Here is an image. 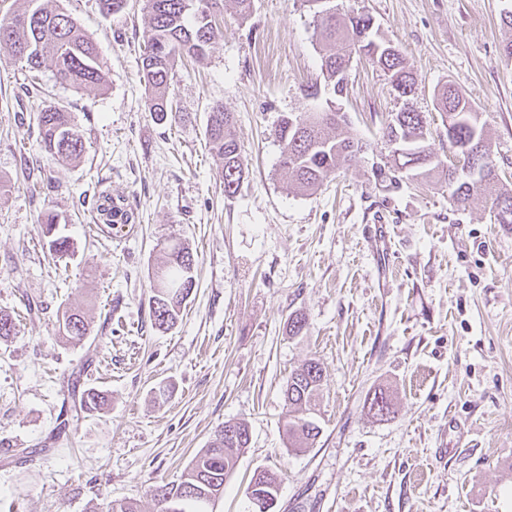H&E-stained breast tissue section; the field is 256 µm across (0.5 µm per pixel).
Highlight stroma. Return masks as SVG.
<instances>
[{
	"instance_id": "obj_1",
	"label": "stroma",
	"mask_w": 512,
	"mask_h": 512,
	"mask_svg": "<svg viewBox=\"0 0 512 512\" xmlns=\"http://www.w3.org/2000/svg\"><path fill=\"white\" fill-rule=\"evenodd\" d=\"M332 4L368 14L402 49L415 93L399 100L383 72L354 59L336 106L368 148L308 194L289 187L272 137L282 115L325 105L311 95L320 45L302 0H254L247 20L224 0L210 58L178 63L175 116L163 122L140 82L145 0L107 16L98 0H52L94 41L106 79L78 93L51 69L39 74L83 135L71 164L44 151L27 73L0 50V311L17 325L0 340V512H89L115 499L158 512L154 487L177 480L228 420L251 440L213 512H247L262 468L281 479L276 512H512V224L479 199L451 207L441 184L388 190L373 176L390 151L383 129L405 105L448 158L435 95L449 82L480 113L512 188L502 21L512 0ZM217 101L247 163L231 198L205 136ZM107 199L133 213L131 230L102 223ZM50 211L73 244L60 258L42 232ZM172 241L196 257V286L161 333L149 272ZM70 305L90 323L80 341L58 331ZM295 313L307 325L292 337ZM309 359L324 368L322 433L294 452L283 388ZM75 378L107 393L108 407L76 414ZM379 388L394 403L384 418L365 404Z\"/></svg>"
}]
</instances>
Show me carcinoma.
Instances as JSON below:
<instances>
[{"mask_svg": "<svg viewBox=\"0 0 512 512\" xmlns=\"http://www.w3.org/2000/svg\"><path fill=\"white\" fill-rule=\"evenodd\" d=\"M30 6L0 19V46L26 63L30 81L44 66L53 68L56 80L76 91H86L105 83L96 45L62 11L44 5ZM224 8V0H146L149 15L145 31V51L140 61V82L147 94L149 112L159 121L172 111L171 82L178 60L187 56L200 65L207 64L216 39L215 18ZM314 26L321 42V72L329 98L326 108L302 115H284L273 135L281 145L278 166L291 178L300 193L316 190L337 169L348 165L363 151V143L344 131L343 113L336 109V98L347 91V74L351 59L364 55L389 76L398 97L412 93L415 79L410 65L398 47L385 41L372 18L359 13H340L330 7L324 14L313 12ZM440 112L449 120L448 144L454 151L474 155L469 169L445 165L427 144L423 115L404 109L392 118L383 131L389 143L401 139L399 155L375 170L376 179L399 185V170L409 168L415 176H435L448 186L449 202L458 209L469 207L475 185L490 188L485 198L489 208L503 201L512 207V189L499 186L489 158L485 123L458 89L443 86L437 94ZM38 125L45 151L61 163H71L84 152L82 135L74 124L72 113L60 104L39 100ZM207 141L212 151L224 160L221 171L224 196L239 191L245 173V158L234 134L233 113L224 104L214 103L206 126ZM109 228L123 231L132 214L122 207L103 209ZM196 261L188 247L172 242L165 247V258L151 271L149 317L155 330L166 332L177 322L181 307L191 296L196 281ZM59 327L70 339L82 340L90 326L81 310L65 309ZM324 370L310 359L291 372L283 391L288 411L284 428L293 450L314 447L321 434L315 419L316 396L323 386ZM74 402L81 412H95L105 404L106 395L96 388L73 391ZM369 411L379 416L393 412L394 404L383 389L366 399ZM248 426L227 421L216 431L209 445L197 452L176 481L152 490L159 512H208L224 493V481L234 471L240 455L248 447ZM280 491L276 472L263 469L252 476L246 488L248 512H275Z\"/></svg>", "mask_w": 512, "mask_h": 512, "instance_id": "cac0c4a2", "label": "carcinoma"}]
</instances>
